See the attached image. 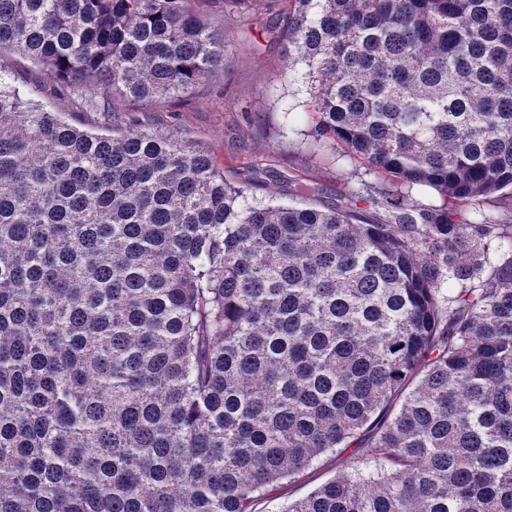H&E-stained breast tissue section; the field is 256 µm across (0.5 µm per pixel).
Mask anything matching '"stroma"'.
I'll return each instance as SVG.
<instances>
[{
    "instance_id": "1",
    "label": "stroma",
    "mask_w": 512,
    "mask_h": 512,
    "mask_svg": "<svg viewBox=\"0 0 512 512\" xmlns=\"http://www.w3.org/2000/svg\"><path fill=\"white\" fill-rule=\"evenodd\" d=\"M197 8L224 31V72L190 94L142 108V120L201 143L227 178L265 170L252 189L257 200L297 201L305 185L333 189L362 171L340 149L310 137L315 120L302 106L306 94L300 83L281 77L288 61L289 0H199ZM352 454L348 448L323 457L317 469L259 498L254 512H281L285 503L349 472Z\"/></svg>"
}]
</instances>
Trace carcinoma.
I'll return each instance as SVG.
<instances>
[{"label": "carcinoma", "mask_w": 512, "mask_h": 512, "mask_svg": "<svg viewBox=\"0 0 512 512\" xmlns=\"http://www.w3.org/2000/svg\"><path fill=\"white\" fill-rule=\"evenodd\" d=\"M313 136L377 186L249 200L153 104L224 71L191 0H0V512H512V0H291ZM97 90L87 93V80ZM10 82L12 84L22 86L23 83L28 84H43L51 86L53 83L49 82L46 76L37 69L29 67L27 64H15L9 70ZM49 92L41 99L45 108L60 113L69 123L83 128L93 124L107 125L109 122L103 113L86 111L80 101L73 99L65 91L58 90L52 95ZM353 450L342 449L336 455L323 457L317 469L309 470L291 483H284L269 495L259 498L253 506L254 512H279L288 500L301 499L326 480L350 472Z\"/></svg>", "instance_id": "obj_1"}]
</instances>
